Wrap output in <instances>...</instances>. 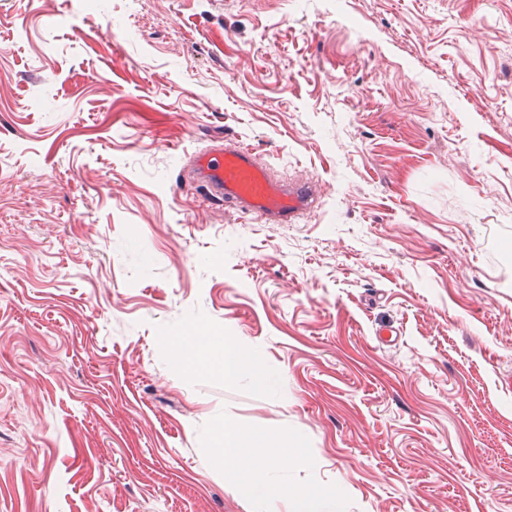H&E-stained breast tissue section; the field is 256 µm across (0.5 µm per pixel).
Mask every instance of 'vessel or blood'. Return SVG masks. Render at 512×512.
I'll use <instances>...</instances> for the list:
<instances>
[{
  "label": "vessel or blood",
  "mask_w": 512,
  "mask_h": 512,
  "mask_svg": "<svg viewBox=\"0 0 512 512\" xmlns=\"http://www.w3.org/2000/svg\"><path fill=\"white\" fill-rule=\"evenodd\" d=\"M189 172L209 203L262 224L297 223L321 198L316 181L277 180L252 152L228 139L212 141L194 153Z\"/></svg>",
  "instance_id": "1"
}]
</instances>
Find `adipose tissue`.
Instances as JSON below:
<instances>
[{
	"mask_svg": "<svg viewBox=\"0 0 512 512\" xmlns=\"http://www.w3.org/2000/svg\"><path fill=\"white\" fill-rule=\"evenodd\" d=\"M217 356V368L226 382L247 381L276 390L278 378L257 350L228 338ZM213 440L224 464L225 484L244 490L251 500L272 505L273 512H336L335 493L297 492L281 476L282 465L301 448L300 438L283 434L272 444L259 430L227 418L218 421Z\"/></svg>",
	"mask_w": 512,
	"mask_h": 512,
	"instance_id": "ef3b65f1",
	"label": "adipose tissue"
}]
</instances>
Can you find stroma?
Segmentation results:
<instances>
[{
  "label": "stroma",
  "mask_w": 512,
  "mask_h": 512,
  "mask_svg": "<svg viewBox=\"0 0 512 512\" xmlns=\"http://www.w3.org/2000/svg\"><path fill=\"white\" fill-rule=\"evenodd\" d=\"M216 136L320 208L203 203ZM510 377L512 0H0V512H265L224 414L341 512H512ZM218 371L228 383L252 382L269 392L278 386V377L264 363L261 354L233 338H225L216 352Z\"/></svg>",
  "instance_id": "1"
}]
</instances>
